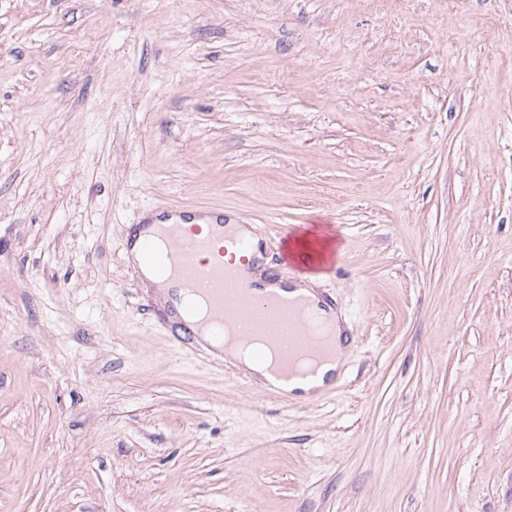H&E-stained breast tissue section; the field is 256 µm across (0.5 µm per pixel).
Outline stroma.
<instances>
[{"label":"stroma","instance_id":"stroma-1","mask_svg":"<svg viewBox=\"0 0 512 512\" xmlns=\"http://www.w3.org/2000/svg\"><path fill=\"white\" fill-rule=\"evenodd\" d=\"M159 208L334 237L333 389L168 341ZM0 512H512V0H0ZM128 260L133 265V267L138 271L140 270L141 274L144 278L141 277L142 281L150 288H157L155 290V296L158 302L161 304H167L168 295L167 292L161 286H155V284H159L162 281V278L157 271L147 270L142 266L141 258L139 252L137 250L136 245L129 249Z\"/></svg>","mask_w":512,"mask_h":512}]
</instances>
